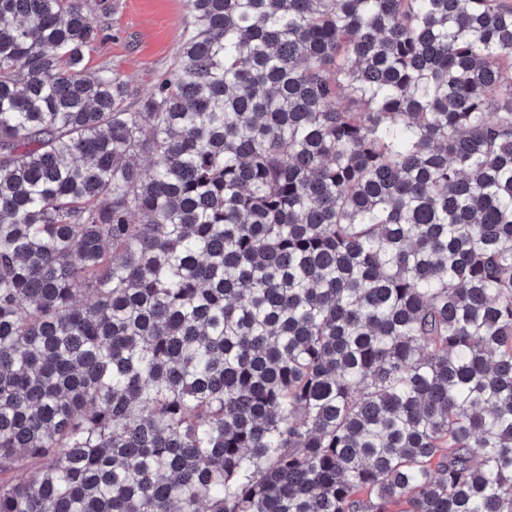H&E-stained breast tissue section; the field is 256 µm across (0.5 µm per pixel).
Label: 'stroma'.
<instances>
[{
	"instance_id": "stroma-1",
	"label": "stroma",
	"mask_w": 512,
	"mask_h": 512,
	"mask_svg": "<svg viewBox=\"0 0 512 512\" xmlns=\"http://www.w3.org/2000/svg\"><path fill=\"white\" fill-rule=\"evenodd\" d=\"M89 7L102 32L88 67L112 68L145 92L180 44L187 22L182 0H90Z\"/></svg>"
}]
</instances>
